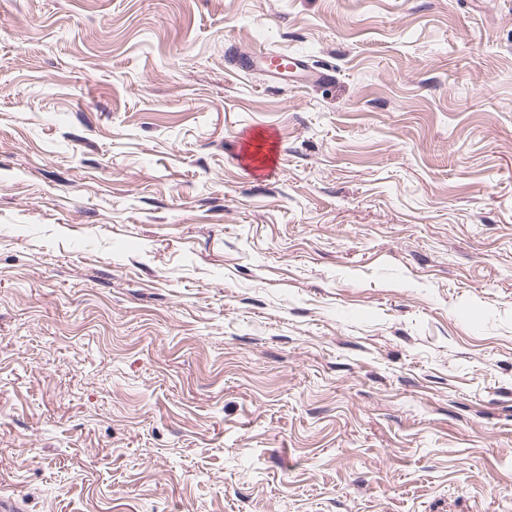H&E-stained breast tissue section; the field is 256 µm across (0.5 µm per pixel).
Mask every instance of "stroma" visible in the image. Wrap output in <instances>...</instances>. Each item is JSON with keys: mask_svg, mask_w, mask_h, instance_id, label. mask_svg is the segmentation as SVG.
<instances>
[{"mask_svg": "<svg viewBox=\"0 0 512 512\" xmlns=\"http://www.w3.org/2000/svg\"><path fill=\"white\" fill-rule=\"evenodd\" d=\"M0 512H512V0H0ZM252 64L255 67L264 69L266 75L274 80L288 81L298 74L305 77L308 83L317 82L323 78L321 71L310 67L302 58L288 57L281 55L255 54L252 57Z\"/></svg>", "mask_w": 512, "mask_h": 512, "instance_id": "1", "label": "stroma"}]
</instances>
